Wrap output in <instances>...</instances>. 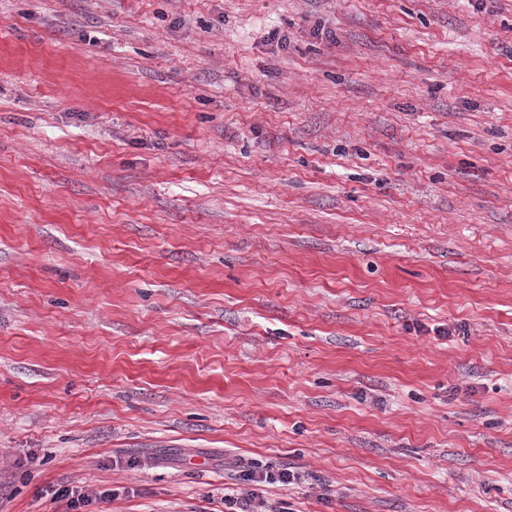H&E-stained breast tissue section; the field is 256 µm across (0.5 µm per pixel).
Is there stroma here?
I'll list each match as a JSON object with an SVG mask.
<instances>
[{"label": "stroma", "mask_w": 512, "mask_h": 512, "mask_svg": "<svg viewBox=\"0 0 512 512\" xmlns=\"http://www.w3.org/2000/svg\"><path fill=\"white\" fill-rule=\"evenodd\" d=\"M284 468L512 512V0H0V512Z\"/></svg>", "instance_id": "35a3bbf8"}]
</instances>
